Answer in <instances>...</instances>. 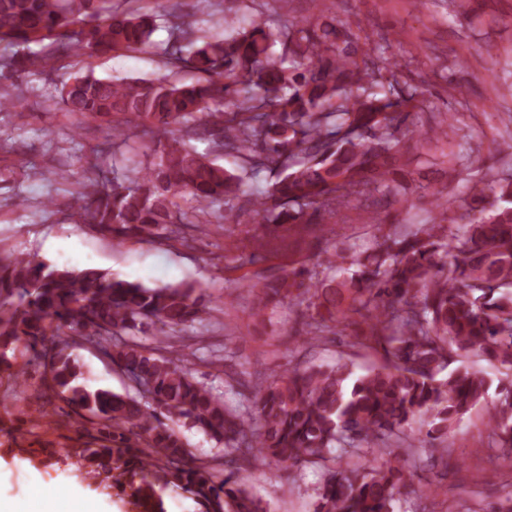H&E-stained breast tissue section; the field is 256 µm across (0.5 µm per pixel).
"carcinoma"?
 Wrapping results in <instances>:
<instances>
[{"instance_id": "cac0c4a2", "label": "carcinoma", "mask_w": 512, "mask_h": 512, "mask_svg": "<svg viewBox=\"0 0 512 512\" xmlns=\"http://www.w3.org/2000/svg\"><path fill=\"white\" fill-rule=\"evenodd\" d=\"M169 0L160 15L169 31L161 49L170 69L199 73L191 84L165 79L114 81L88 72L62 83L65 111L130 131L161 136L142 170L77 183L73 208L104 236L124 241L209 223L215 207L238 197L240 177L199 153L192 141L211 128V149L243 169L273 174L252 201L259 224L319 222L355 197L407 209L401 195L415 171L403 150L402 124L418 88L402 80L387 56H372L361 23L340 33L303 20L274 33L253 21L231 36L203 37ZM155 16L105 11L102 0H0V45L24 53L10 66L68 68L72 57L152 46ZM281 53L275 54V44ZM38 50H30V46ZM474 217L452 228L448 210L431 224L386 229L389 214L369 217L367 247L341 242L323 270L294 267L282 277L246 278L254 315L286 301L307 303L312 335L344 322L368 327L387 364L353 377L345 363L294 367L244 395V414L191 373L162 337L202 319L205 289L195 284L151 288L97 269L51 267L0 252V373L15 381L40 375L38 398L62 401V415L96 434L64 448L90 478L101 475L131 496L138 512H166L165 494L180 489L198 512H265L238 473L276 465L300 471L331 454L313 512H393L392 503L417 464L448 468V449L434 456L453 422L486 400L493 447L512 459V379L450 365L468 356L512 371V179L473 188ZM153 329L150 346L132 339ZM95 346L131 382L123 394L79 383L76 345ZM23 358L15 366L13 361ZM188 423L224 444V476L195 457L176 425ZM397 448L407 458L374 462Z\"/></svg>"}]
</instances>
